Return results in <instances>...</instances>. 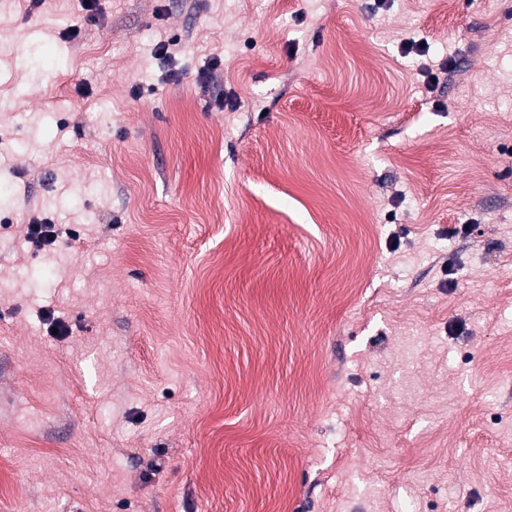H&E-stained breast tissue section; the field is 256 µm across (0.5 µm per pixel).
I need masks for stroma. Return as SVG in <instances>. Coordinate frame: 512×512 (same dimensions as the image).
<instances>
[{
  "label": "stroma",
  "mask_w": 512,
  "mask_h": 512,
  "mask_svg": "<svg viewBox=\"0 0 512 512\" xmlns=\"http://www.w3.org/2000/svg\"><path fill=\"white\" fill-rule=\"evenodd\" d=\"M100 7L0 0V512H512V0ZM99 0H83L82 10L84 15L76 23L70 25L68 29L63 33V38L69 42L81 38L85 34V25L96 21V15L98 14ZM61 231L50 215L35 217L28 225V238L37 248L55 243Z\"/></svg>",
  "instance_id": "stroma-1"
}]
</instances>
